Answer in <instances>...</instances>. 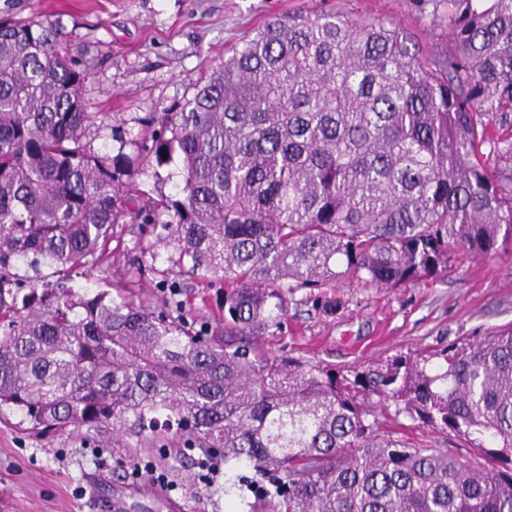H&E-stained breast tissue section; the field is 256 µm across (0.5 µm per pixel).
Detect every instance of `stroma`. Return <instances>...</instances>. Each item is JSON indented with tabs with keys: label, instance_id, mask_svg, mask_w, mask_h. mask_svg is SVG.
<instances>
[{
	"label": "stroma",
	"instance_id": "1",
	"mask_svg": "<svg viewBox=\"0 0 512 512\" xmlns=\"http://www.w3.org/2000/svg\"><path fill=\"white\" fill-rule=\"evenodd\" d=\"M436 0H0V17L60 22L70 54L91 70L82 86L89 111L99 113L90 137L96 154L134 159L132 179L143 196L175 195L181 165L154 169L144 159L139 134L145 119L193 95L201 75L221 64L232 47L276 17L344 9L391 19L422 51L447 47L449 29ZM153 235L136 227H112L108 278L100 286L162 296L160 273L172 247L154 248ZM141 279L129 278L130 264ZM326 295L332 314L307 306L288 309L282 329L261 344L276 355L339 367L385 361L416 350L482 337L512 324V242L497 256L458 254L447 276L404 288L337 282ZM164 473L176 512H224V478L202 476L196 455L181 448H152L128 438L125 447L99 449L77 434L36 437L15 415L0 421V512H162L140 484Z\"/></svg>",
	"mask_w": 512,
	"mask_h": 512
}]
</instances>
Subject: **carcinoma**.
I'll return each mask as SVG.
<instances>
[{
  "mask_svg": "<svg viewBox=\"0 0 512 512\" xmlns=\"http://www.w3.org/2000/svg\"><path fill=\"white\" fill-rule=\"evenodd\" d=\"M451 41L420 52L393 20L272 19L174 108L143 152L179 159L176 197L143 199L131 159L87 142L58 22L0 19V417L116 448L159 434L247 469L265 512H512V326L336 369L266 352L298 291L400 288L459 252L512 241V0H444ZM162 225L178 272L224 283L218 319L72 285L107 278L112 225ZM479 449L409 445L388 425Z\"/></svg>",
  "mask_w": 512,
  "mask_h": 512,
  "instance_id": "1",
  "label": "carcinoma"
}]
</instances>
